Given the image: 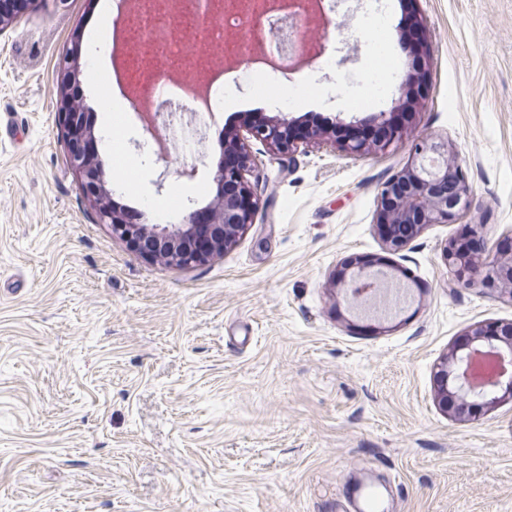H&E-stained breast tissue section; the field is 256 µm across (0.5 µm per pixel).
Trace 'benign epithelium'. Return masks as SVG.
Here are the masks:
<instances>
[{
	"instance_id": "benign-epithelium-1",
	"label": "benign epithelium",
	"mask_w": 512,
	"mask_h": 512,
	"mask_svg": "<svg viewBox=\"0 0 512 512\" xmlns=\"http://www.w3.org/2000/svg\"><path fill=\"white\" fill-rule=\"evenodd\" d=\"M140 10L141 20L147 23H158L169 16L179 19L171 28V38L180 41L187 31L198 33L207 29V15L214 13L210 4L202 12L199 4H187L184 0H141ZM196 46L197 42H192L193 51L170 64L173 75L187 70L207 75L208 60ZM80 54L81 44L76 41L59 61L53 95L67 146V164L77 176L84 195L96 207L108 193L102 169L90 159L97 137L94 128L86 124L85 113L71 105L74 100L71 89L79 82ZM164 56V45L136 41L135 52L130 56V88L148 89L154 79L153 64ZM421 80L422 74L410 67L405 82L399 87L400 94L406 98L404 110L412 115L418 112L419 101L406 94V89ZM165 111V105H159L150 125L143 126L156 142L162 140ZM371 122L379 128V133L366 138L361 133L366 125L364 120L346 123L338 117L331 124L309 126L284 116L249 117L239 127H226L221 133L224 155L217 162L216 193L209 205L197 208L194 201H189L181 224H126L117 211L104 208L98 210L100 222L109 225L112 234L153 260L175 261L182 266L204 264L225 252L253 223L260 199L259 181L249 179L259 162L253 145L259 144L264 152L290 162L298 151L312 145L329 146L357 158L388 149L411 130L408 125L393 124L384 112L372 117ZM413 150L410 164L383 182L378 193L375 224L386 249L393 252L403 250L431 224L454 223L466 209L470 194L447 142L420 137ZM443 259L448 267L461 272L484 273L486 286L512 285V252L475 255L450 242L444 248ZM366 274L368 271L361 268L349 280L335 276L331 285L340 289L345 300L353 304L355 298L349 288ZM483 348L492 349L502 359L512 362V321L474 325L449 357L436 366L434 378L439 402L457 421H469L477 413H485L512 400V373L486 388L472 383V359Z\"/></svg>"
}]
</instances>
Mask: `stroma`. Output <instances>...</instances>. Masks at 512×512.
Segmentation results:
<instances>
[{
    "label": "stroma",
    "mask_w": 512,
    "mask_h": 512,
    "mask_svg": "<svg viewBox=\"0 0 512 512\" xmlns=\"http://www.w3.org/2000/svg\"><path fill=\"white\" fill-rule=\"evenodd\" d=\"M429 60L417 124L383 155L327 146L290 169L260 155L254 222L225 253L178 267L139 254L98 223L76 176L52 94L60 57L88 43L114 0H32L0 34V512H337L350 473L396 512H512V401L461 423L436 400L434 369L480 322L512 321V295L465 285L442 252L467 224L495 248L512 236V0H408ZM382 17L380 48L365 33ZM399 0H343L341 37L269 86L243 79L214 112L196 175L136 149L137 123L100 111L119 97L81 56L96 129L139 163L127 184L99 144L113 201L144 223H181L212 201L216 129L255 114L364 118L399 105ZM447 141L471 194L462 220L385 250L380 182L415 137ZM163 188H156V181ZM378 259L409 296L396 315L352 314L329 282Z\"/></svg>",
    "instance_id": "1"
}]
</instances>
